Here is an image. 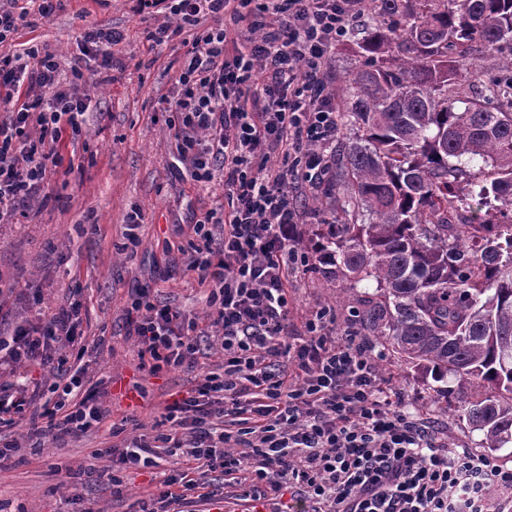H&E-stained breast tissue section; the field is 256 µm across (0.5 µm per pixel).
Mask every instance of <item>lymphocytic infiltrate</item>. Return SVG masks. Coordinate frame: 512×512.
Segmentation results:
<instances>
[{"label": "lymphocytic infiltrate", "instance_id": "f902f5d3", "mask_svg": "<svg viewBox=\"0 0 512 512\" xmlns=\"http://www.w3.org/2000/svg\"><path fill=\"white\" fill-rule=\"evenodd\" d=\"M135 2L138 14L175 19L151 32L153 45L194 33L164 109L187 177L201 186L224 181L223 204L194 226L200 245L191 264L210 288L224 372L168 403L169 428L156 442L135 437L113 451V485L124 469L160 472L159 493L136 499L129 512H169L195 489L194 473L218 467L247 471L282 498L280 512H499L498 495H512V467L449 443L428 417L407 412L403 396L382 387L373 348L356 328L329 336L335 318L322 308L304 337H287L289 279L317 265L292 245L304 221L293 193L330 177L338 115L329 51L366 0ZM81 38L85 57L71 63L69 86L58 79L55 55L38 47L0 54L1 224L40 196L65 132H79L87 110L77 83L113 69L112 48L124 35L90 28ZM127 320L151 374L197 369L195 318L143 288ZM82 322L81 304L71 302L0 336V375L63 371L82 342ZM74 388L62 383L57 400L40 404L24 384L0 394V426L28 415L38 437L80 436L107 413L71 401Z\"/></svg>", "mask_w": 512, "mask_h": 512}]
</instances>
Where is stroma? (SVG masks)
Here are the masks:
<instances>
[{
    "label": "stroma",
    "mask_w": 512,
    "mask_h": 512,
    "mask_svg": "<svg viewBox=\"0 0 512 512\" xmlns=\"http://www.w3.org/2000/svg\"><path fill=\"white\" fill-rule=\"evenodd\" d=\"M32 27L9 41L13 52L28 45L46 47L69 67L80 53L84 29L109 25L124 33L114 46L116 61L107 80L81 86L88 99L78 134H66L61 160L43 196L28 204L25 217L0 223V336L36 313L59 304L80 302L87 352L71 361L80 396H92L107 418L76 438L35 440L26 420L0 428V447L14 450L0 466V512H70L69 499L80 493L81 512H127L145 491L155 489L150 470L120 471V486L98 478L111 468L110 449L123 447L117 428L132 419L141 434L161 432L164 408L172 393L194 381L177 368L152 375L142 369L137 346L128 336L127 309L133 289L149 288L155 299L205 319L206 293L189 271L193 225L224 201V184L198 187L172 175L173 132L155 117L162 97L173 88L180 53L168 47L149 49L146 26L165 24L160 15L142 22L129 0H69L65 10L43 17L31 12ZM136 226H129L130 215ZM135 250H125L128 235ZM375 283L358 284L344 296L325 270L298 271L289 290L288 335L299 337L318 309L335 312V332L357 325L361 296L374 294ZM383 385L405 398L408 411L426 413L454 442L477 448L479 435L467 421L447 413L433 400L422 375L401 363L391 350L376 345ZM93 466L73 488L66 466ZM205 494H191L190 512H211L224 503L226 512H251L252 497L243 487L224 484L222 469L200 477Z\"/></svg>",
    "instance_id": "obj_1"
}]
</instances>
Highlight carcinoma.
<instances>
[{
  "instance_id": "carcinoma-1",
  "label": "carcinoma",
  "mask_w": 512,
  "mask_h": 512,
  "mask_svg": "<svg viewBox=\"0 0 512 512\" xmlns=\"http://www.w3.org/2000/svg\"><path fill=\"white\" fill-rule=\"evenodd\" d=\"M370 2L313 252L342 283L376 282L361 324L492 455L512 444V273L485 259L512 257V80L481 62L512 72V0Z\"/></svg>"
}]
</instances>
